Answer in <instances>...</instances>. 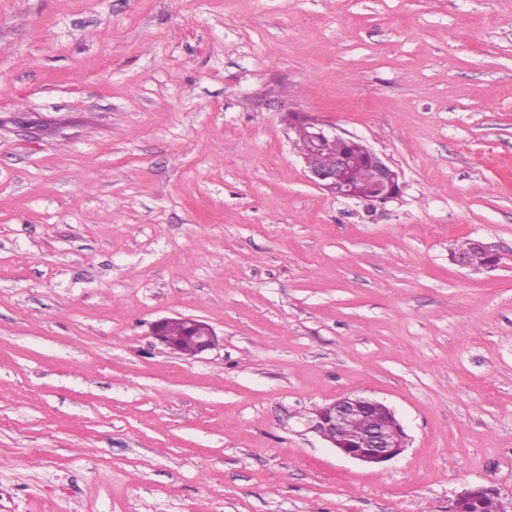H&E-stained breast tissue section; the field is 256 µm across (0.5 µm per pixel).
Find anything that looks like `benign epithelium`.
Wrapping results in <instances>:
<instances>
[{"instance_id":"1","label":"benign epithelium","mask_w":512,"mask_h":512,"mask_svg":"<svg viewBox=\"0 0 512 512\" xmlns=\"http://www.w3.org/2000/svg\"><path fill=\"white\" fill-rule=\"evenodd\" d=\"M303 130L306 150L299 153L308 181L333 198L365 202L373 207L398 198L404 188L401 174L385 157L353 136H343L336 128L305 116L288 115V130ZM359 149L368 159L367 179L355 178ZM475 249L491 258L479 268L463 254L452 252L454 264L492 270L499 256L481 240L472 241ZM185 322L199 328L196 354L201 355L218 345V336L209 324L194 318ZM309 429L316 432L342 455L367 465H380L401 455L408 438L394 410L376 398L344 395L314 409L308 418ZM450 512H512L498 494L485 487H467L455 497Z\"/></svg>"}]
</instances>
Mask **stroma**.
Listing matches in <instances>:
<instances>
[{"mask_svg":"<svg viewBox=\"0 0 512 512\" xmlns=\"http://www.w3.org/2000/svg\"><path fill=\"white\" fill-rule=\"evenodd\" d=\"M401 172L310 184L284 116ZM478 238L499 265L453 264ZM193 317L219 344L152 337ZM409 438L378 466L302 415ZM512 500V0H0V512ZM164 322L165 319H161L154 323L152 334L155 339L174 352H180L181 350V354L194 357L193 333L190 328L180 318H172L166 322L165 330L168 335L166 336L162 330ZM170 336L177 339L180 344V350L177 342ZM191 327H198V340L196 346V355H201L209 350H213L218 345V336L209 324L194 318H183ZM309 429L342 455L380 465L401 455L408 438L394 410L376 398L344 395L313 410ZM368 422L359 429L354 423Z\"/></svg>","mask_w":512,"mask_h":512,"instance_id":"obj_1","label":"stroma"}]
</instances>
